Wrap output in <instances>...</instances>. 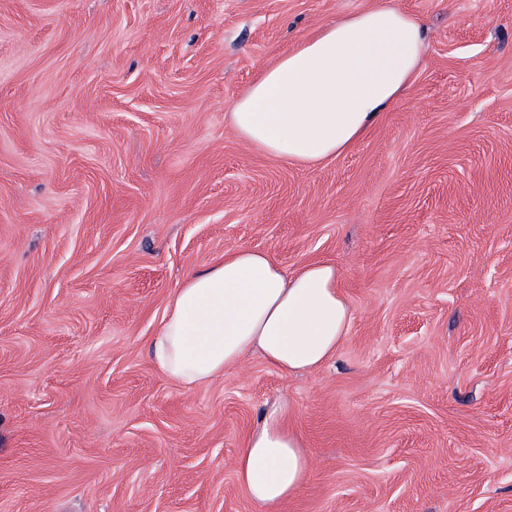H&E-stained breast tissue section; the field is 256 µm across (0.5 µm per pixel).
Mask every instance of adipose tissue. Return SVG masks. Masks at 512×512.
Listing matches in <instances>:
<instances>
[{"label":"adipose tissue","instance_id":"ef3b65f1","mask_svg":"<svg viewBox=\"0 0 512 512\" xmlns=\"http://www.w3.org/2000/svg\"><path fill=\"white\" fill-rule=\"evenodd\" d=\"M426 26L389 0L337 19L265 67L229 120L246 143L312 166L357 144L390 111L423 63ZM352 310L336 266L287 272L268 253L237 247L176 289L149 343L156 367L186 386L223 377L256 355L287 373L310 372L346 339ZM255 503L275 508L298 494L309 453L286 406L266 409L236 460Z\"/></svg>","mask_w":512,"mask_h":512}]
</instances>
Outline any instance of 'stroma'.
Masks as SVG:
<instances>
[{"label":"stroma","mask_w":512,"mask_h":512,"mask_svg":"<svg viewBox=\"0 0 512 512\" xmlns=\"http://www.w3.org/2000/svg\"><path fill=\"white\" fill-rule=\"evenodd\" d=\"M374 2L0 0V512H266L235 463L277 402L311 468L279 512H512V0H394L424 64L344 154L226 118ZM239 246L335 264L349 334L183 386L150 339Z\"/></svg>","instance_id":"obj_1"}]
</instances>
